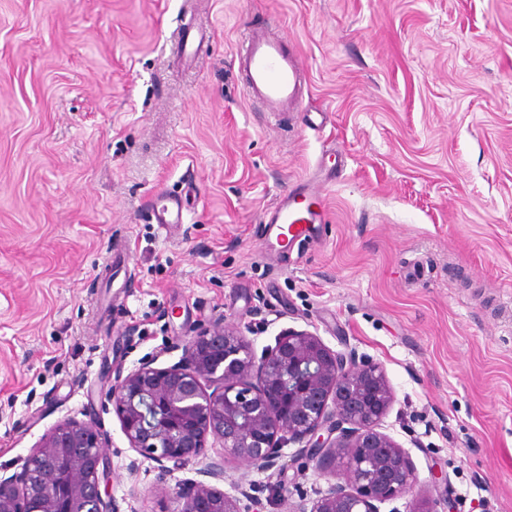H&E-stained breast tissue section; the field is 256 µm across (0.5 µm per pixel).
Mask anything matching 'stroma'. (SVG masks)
I'll return each instance as SVG.
<instances>
[{
  "instance_id": "obj_1",
  "label": "stroma",
  "mask_w": 512,
  "mask_h": 512,
  "mask_svg": "<svg viewBox=\"0 0 512 512\" xmlns=\"http://www.w3.org/2000/svg\"><path fill=\"white\" fill-rule=\"evenodd\" d=\"M265 17L303 63L299 111L245 98ZM183 27L210 34L189 64ZM313 175L326 224L267 252L266 209ZM161 191L184 204L170 237ZM218 314L258 349L291 326L381 363L418 496L512 512V0H0V466L95 418L111 495L180 512L183 472L129 473L100 400ZM282 463L229 462L220 487L259 485L257 512L327 488Z\"/></svg>"
}]
</instances>
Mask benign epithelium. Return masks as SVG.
Instances as JSON below:
<instances>
[{"label": "benign epithelium", "mask_w": 512, "mask_h": 512, "mask_svg": "<svg viewBox=\"0 0 512 512\" xmlns=\"http://www.w3.org/2000/svg\"><path fill=\"white\" fill-rule=\"evenodd\" d=\"M178 349L164 367L159 352L117 369L101 407L116 415L129 448L157 464L159 482L192 468L177 486L181 512H250L258 487L230 494L213 481L224 479L229 459L267 472L286 448L334 476L310 502L299 493L289 512H380L417 486L408 453L381 431L394 403L382 365L293 327L258 352L222 317L165 352ZM104 448L95 422L58 421L17 471L0 475V512H121L101 490L111 471ZM442 505L449 501L416 497L406 512Z\"/></svg>", "instance_id": "benign-epithelium-1"}]
</instances>
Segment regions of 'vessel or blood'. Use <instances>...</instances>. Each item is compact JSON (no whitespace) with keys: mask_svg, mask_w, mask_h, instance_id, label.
<instances>
[{"mask_svg":"<svg viewBox=\"0 0 512 512\" xmlns=\"http://www.w3.org/2000/svg\"><path fill=\"white\" fill-rule=\"evenodd\" d=\"M202 31L184 30L178 35L183 58L194 57L206 41ZM245 74L246 97L264 111L280 113L298 110L302 103L305 73L297 53L276 27L260 25L251 28L238 56ZM155 221L161 229L182 221V202L177 196L158 194L152 205ZM327 218L323 192L300 186L284 193L265 212L263 236L268 251L293 250L313 239L318 225Z\"/></svg>","mask_w":512,"mask_h":512,"instance_id":"obj_1","label":"vessel or blood"}]
</instances>
